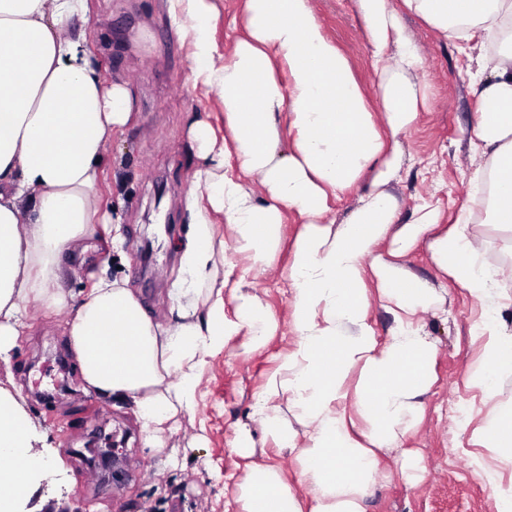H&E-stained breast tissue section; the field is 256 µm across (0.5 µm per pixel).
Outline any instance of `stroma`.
<instances>
[{"label":"stroma","mask_w":512,"mask_h":512,"mask_svg":"<svg viewBox=\"0 0 512 512\" xmlns=\"http://www.w3.org/2000/svg\"><path fill=\"white\" fill-rule=\"evenodd\" d=\"M79 26L106 81H122L134 96L128 124L112 133L101 162L102 212L119 216L121 250L98 232L80 240L62 260L64 305L34 301L27 326L0 357V389L15 395L30 420L37 447L49 448L35 496L55 512H240L239 486L245 458L234 448L238 426L255 443L253 458L274 464L294 479V455L264 442L253 397L293 349L298 338L288 323L291 293L286 279L299 219L282 227L276 267L256 266L244 290L256 291L278 319L279 330L265 349L248 351V331L231 337L210 357L194 412L179 416L165 432L163 447H145L135 406L89 391L71 340L69 324L94 282L103 276L129 288L155 322L171 318L172 293L182 287L183 254L195 227L185 198L198 163L190 134L193 119L224 130V106L216 93L193 86L191 44L172 26L167 0H88ZM327 34L348 58L368 99L376 97V76L363 24L352 0H311ZM422 58L417 73L432 94L429 111L400 135L404 162L388 189L400 201V222L431 204L450 227L472 205L484 162L475 156L478 95L471 80L476 42L444 38L413 16H405ZM169 222L153 263L140 249L156 226ZM403 267L442 292L441 308L423 313L422 335L435 342L437 380L424 396L425 414L404 446L384 453L382 478L365 500L366 512H495L493 492L475 473L467 452L469 432L456 420L484 413L472 384L479 350L472 327L480 302L452 286L420 246L402 258ZM421 454L417 482H409L398 458L402 449Z\"/></svg>","instance_id":"35a3bbf8"}]
</instances>
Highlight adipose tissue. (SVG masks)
I'll use <instances>...</instances> for the list:
<instances>
[{
    "label": "adipose tissue",
    "mask_w": 512,
    "mask_h": 512,
    "mask_svg": "<svg viewBox=\"0 0 512 512\" xmlns=\"http://www.w3.org/2000/svg\"><path fill=\"white\" fill-rule=\"evenodd\" d=\"M168 2L173 26L192 46L193 81L224 103V134L203 120L191 130L199 162L186 208L196 232L171 321L154 322L128 288L105 277L76 309L69 335L87 387L133 400L146 447H157L164 425L195 409L208 359L229 337L249 328L248 349L258 352L278 330L258 295L238 294L226 312L218 281L246 280L255 264L274 266L286 213L296 211L303 223L287 279L298 342L253 409L265 439L294 453L297 481L270 465L249 466L241 512H364L381 452L402 447L435 381L437 348L419 334L417 316L442 298L399 264L422 244L444 276L484 304L473 329L482 350L474 384L487 412L481 424L468 413L460 424L482 449L472 464L496 512H512V486L503 487L500 473L512 468V400L498 392L499 376L512 374V331L498 271L483 262L469 218L442 232L437 209L426 205L399 223V201L387 189L403 158L397 136L430 106L426 86L413 78L421 56L401 11L446 38L498 33L495 56L483 57L474 76L475 149L492 180L489 222L512 250V0H401L397 8L391 0H354L375 61L376 112L311 0H244L246 33L222 55L214 0ZM86 11L87 0H0V356L19 336L30 301L63 304L59 261L101 221L100 164L110 135L133 111L128 86L98 74L74 29ZM370 169L371 187L336 222L332 201ZM253 179L264 199L255 198ZM215 213L246 265L226 262L216 246ZM373 289L396 324L384 344L368 321ZM286 406L304 432L284 419ZM33 440L18 400L0 391V455L14 460L0 469V512H17L33 495L42 467Z\"/></svg>",
    "instance_id": "ef3b65f1"
}]
</instances>
